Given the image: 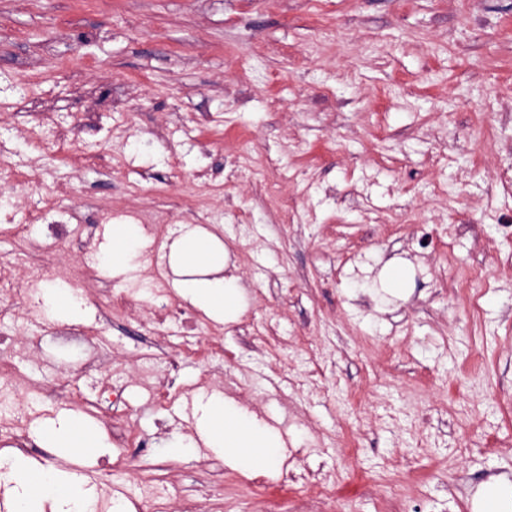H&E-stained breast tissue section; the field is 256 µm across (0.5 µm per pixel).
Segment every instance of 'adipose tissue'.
<instances>
[{
	"label": "adipose tissue",
	"mask_w": 512,
	"mask_h": 512,
	"mask_svg": "<svg viewBox=\"0 0 512 512\" xmlns=\"http://www.w3.org/2000/svg\"><path fill=\"white\" fill-rule=\"evenodd\" d=\"M183 259L204 270L201 279H184L181 293L210 315L227 321L240 314L245 289L236 276H224V263L216 258L208 236L184 232L172 245ZM200 422L211 431V443L222 448L224 458L237 469L250 472L276 466L283 456L280 436L231 404L208 401L200 406ZM17 462L0 455V481L12 484L15 512H41L43 498L54 500L58 512H95L92 498L83 496L72 476L57 469H46L33 484L15 483Z\"/></svg>",
	"instance_id": "adipose-tissue-1"
}]
</instances>
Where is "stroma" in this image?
Masks as SVG:
<instances>
[{"instance_id": "1", "label": "stroma", "mask_w": 512, "mask_h": 512, "mask_svg": "<svg viewBox=\"0 0 512 512\" xmlns=\"http://www.w3.org/2000/svg\"><path fill=\"white\" fill-rule=\"evenodd\" d=\"M52 127L83 120L69 156ZM0 157L24 173L0 255L28 202L78 225L80 258L102 299L140 288L100 259L108 206L168 212L161 255L205 223L246 307L224 325V359L183 358L180 397L155 406L135 388L119 418L149 438L143 478L165 512L197 492L226 512H304L299 484L330 478L332 512H473L481 486L512 478V0H0ZM390 263L409 293L382 302ZM150 309L109 319L114 364L182 348L180 325ZM27 324L15 372L66 377L83 403L39 406L46 421L91 422L101 444L56 468L107 483L119 462L108 419L91 408L93 352ZM216 395L286 424L297 478L275 502L257 491L281 469L242 473L196 445L185 414ZM187 444L171 455L175 442Z\"/></svg>"}]
</instances>
